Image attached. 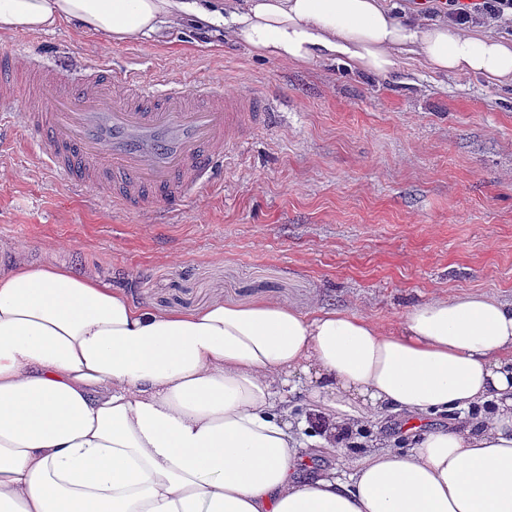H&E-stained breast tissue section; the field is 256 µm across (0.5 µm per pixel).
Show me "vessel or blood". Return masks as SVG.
<instances>
[{
  "label": "vessel or blood",
  "instance_id": "obj_1",
  "mask_svg": "<svg viewBox=\"0 0 512 512\" xmlns=\"http://www.w3.org/2000/svg\"><path fill=\"white\" fill-rule=\"evenodd\" d=\"M25 126L38 159L75 188L108 185L111 202L145 217L162 200L207 189L230 150L271 120L262 99L229 97L220 80H178L164 89L110 65L31 60ZM16 70L0 55V105L15 94Z\"/></svg>",
  "mask_w": 512,
  "mask_h": 512
}]
</instances>
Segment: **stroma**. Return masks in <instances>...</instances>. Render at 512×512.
<instances>
[{
	"instance_id": "35a3bbf8",
	"label": "stroma",
	"mask_w": 512,
	"mask_h": 512,
	"mask_svg": "<svg viewBox=\"0 0 512 512\" xmlns=\"http://www.w3.org/2000/svg\"><path fill=\"white\" fill-rule=\"evenodd\" d=\"M18 63L53 50L134 70L152 84L219 79L228 95L279 104L270 130L221 177L152 222L69 187L36 157L22 113L0 142V270L16 251L121 288L139 304L192 309L219 297L334 307L394 329L413 306L485 292L512 302V84L410 63L383 79L341 64L260 58L192 23L132 44L67 25L0 38ZM374 427L338 453L304 452V474L351 463Z\"/></svg>"
}]
</instances>
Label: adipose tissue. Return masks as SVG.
<instances>
[{
  "label": "adipose tissue",
  "instance_id": "adipose-tissue-1",
  "mask_svg": "<svg viewBox=\"0 0 512 512\" xmlns=\"http://www.w3.org/2000/svg\"><path fill=\"white\" fill-rule=\"evenodd\" d=\"M186 20L286 63L512 83V41L385 0H0V36L66 24L129 44ZM301 386L327 423L307 442L330 453L390 413L484 416L304 477ZM0 512H512V303L437 298L384 331L271 297L139 305L17 255L0 271Z\"/></svg>",
  "mask_w": 512,
  "mask_h": 512
}]
</instances>
